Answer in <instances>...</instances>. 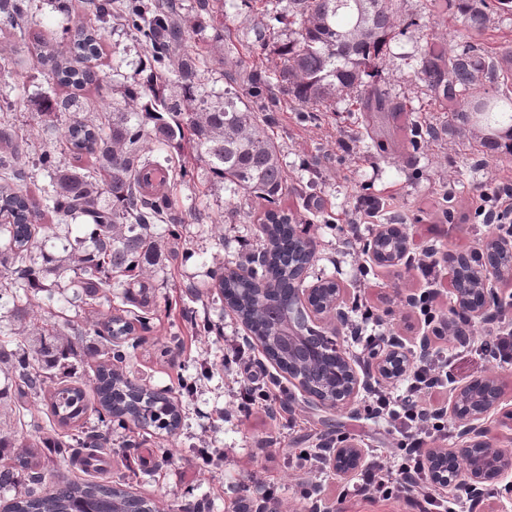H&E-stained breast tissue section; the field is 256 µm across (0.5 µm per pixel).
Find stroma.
Listing matches in <instances>:
<instances>
[{
    "mask_svg": "<svg viewBox=\"0 0 512 512\" xmlns=\"http://www.w3.org/2000/svg\"><path fill=\"white\" fill-rule=\"evenodd\" d=\"M429 5L430 0H395L398 15L409 28L379 64L378 81L398 109L385 113L374 137H367L364 115L350 97L337 96L330 111L314 112L291 104L277 86L265 89L266 95L280 99L265 126L280 146L288 176L279 207L315 245L307 280L340 281L347 289L345 311L362 302L375 314L368 346L353 341L346 328L336 338L361 371L373 364L374 353L384 350L391 337H400L412 348L425 332L410 297L432 293L443 316L453 297L444 261L433 280L423 278L412 263L394 271L375 265L365 248L379 225H402L416 241L413 253L417 256L431 248L442 258L451 252L478 251L498 228L476 223L473 199L512 168V152L491 148L493 130L462 123L414 74L415 57L428 32L445 47L470 41L512 61V14H492L485 29L475 30L465 28L448 12H430ZM288 9V0H224V26L236 49L225 54L223 67L202 66L209 87L223 90L241 65H252L257 59L267 71H275L280 64L276 48L288 37V27L280 19ZM84 14L80 8L67 15L52 0H34L28 46L20 51L22 75L0 86V101H7L16 124L26 125L32 151L49 146L51 136L32 122L31 102L43 93L60 100L71 93L49 78L36 53L45 44L68 45L76 19ZM144 59L142 44L119 21H112L100 56L91 64L100 81L79 93L83 117L92 119L111 111L119 99L117 83L133 80ZM414 126L436 128L438 135L412 146ZM156 157L168 160L176 173L168 193L176 202V212L185 213L186 219L176 241V257L156 266L151 276L153 304L147 328L138 332L135 345L123 346L121 367L141 384L171 389L181 424L171 435L130 423L101 427L95 413L87 412L86 425L99 427L112 445L104 455L106 476L155 502L159 512H231L241 493L259 496V488L248 484L250 473L258 470L279 485V512H306L299 491L311 476L291 461L294 449L317 448L341 437L364 452L392 455L398 451L397 435L387 420L366 419L361 401L347 408L325 407L292 383L287 389L294 416L280 408L271 414L238 412L233 397L237 369L224 364L225 339L244 342V366L259 365L272 375L277 368L256 342L247 341L244 326L229 306L194 296L191 286L207 269L221 264L238 267L246 255L262 250L256 220L267 204L227 188L205 197L196 195L194 184L202 170L190 148L160 151ZM363 197L380 200L382 208L356 239L348 221L355 217ZM198 317L219 324L222 335L197 331L194 320ZM432 347L447 353L450 381L447 389L426 394L427 405L448 407L454 386L479 374H495L504 398L486 423L493 439L512 447V363L477 359L473 348L454 346L444 337L433 338ZM204 448L220 451L221 456L201 467L197 456ZM346 480V475L326 470L320 486L326 512H410L401 501L340 499L339 487Z\"/></svg>",
    "mask_w": 512,
    "mask_h": 512,
    "instance_id": "obj_1",
    "label": "stroma"
}]
</instances>
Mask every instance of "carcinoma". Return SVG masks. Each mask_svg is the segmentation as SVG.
<instances>
[{"label": "carcinoma", "mask_w": 512, "mask_h": 512, "mask_svg": "<svg viewBox=\"0 0 512 512\" xmlns=\"http://www.w3.org/2000/svg\"><path fill=\"white\" fill-rule=\"evenodd\" d=\"M197 0L189 16L168 0H95L77 22L73 41L65 50L42 53L38 63L60 85L81 90L99 80L89 68L77 65L99 54L103 32L118 16L149 51L154 62L150 73L124 88L122 100L98 120L70 115L61 110L76 106L50 97L38 101L34 118L62 129V142L76 157L88 155L94 167L62 165L49 150L32 159L25 135L8 121L0 123V308L7 309L14 328L0 341V372L14 382V408L9 426L0 428V449L18 448L25 430L32 429L54 447L70 451L73 459L89 464L96 450L107 444L97 432H82L75 444L55 437L56 426L80 419L88 408L78 386L71 358L85 336L98 342L91 356H100L94 390L100 422L137 423L126 412L132 380L114 362L122 359L116 340L128 337L134 326L112 312V287L133 305L148 306L152 287L147 269L160 264L172 252L170 239L177 237L183 219L173 214L167 194L150 190L148 175L170 168L144 156L143 144L174 149L187 143L205 170L201 190L225 187L262 198L275 206L288 188L280 150L253 106L233 87L224 92L206 88L199 59L224 51V26H213V42L189 45L195 32L214 22L210 2ZM33 0H0V21L17 43L26 41ZM288 24L294 37L282 44V61L276 70L277 85L294 104L315 111L330 109L340 94L354 95L364 112L391 110L385 94L375 84L378 63L390 43L408 26L396 21L394 0H289ZM512 13V0H446L448 12L462 18L467 27L483 29L487 9ZM415 74L430 91L445 101L474 97V86L485 77L491 82L509 79L501 63L468 42L447 52L428 43L416 57ZM476 121L487 126H512V97H486L472 104ZM45 171L49 183L38 204L23 190L30 168ZM47 212L65 230L62 251L53 252L41 239L43 227L33 219ZM85 226L81 236L71 237L74 222ZM167 224L168 236L157 233ZM266 259H252L254 266L240 275L222 266L206 272L214 281L217 298L227 302L250 324L258 336H269L278 325L272 312L288 311L289 291L297 287L294 268L302 261L306 243L286 214L273 209L259 224ZM259 288L273 292L261 295ZM61 303L83 319L67 320L40 328L31 326L34 308ZM50 400L51 416L40 418L30 403ZM146 425L169 430L173 411L169 401L151 391L142 402ZM12 464L0 470L1 485H18L29 478L9 505V512H121L112 496V482L90 473L82 481L65 479L53 471L29 474L28 455L18 452Z\"/></svg>", "instance_id": "1"}]
</instances>
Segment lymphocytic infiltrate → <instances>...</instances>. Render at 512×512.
<instances>
[{"label":"lymphocytic infiltrate","instance_id":"lymphocytic-infiltrate-1","mask_svg":"<svg viewBox=\"0 0 512 512\" xmlns=\"http://www.w3.org/2000/svg\"><path fill=\"white\" fill-rule=\"evenodd\" d=\"M475 209L482 223L512 224V176L495 181L480 192ZM448 360L441 355L418 357L401 392L372 388L363 406L366 418L390 420L399 434V458L373 456L358 477L342 485V497L384 501L401 500L416 512H448V502L429 488L428 438L445 433L446 412L429 409L421 402L423 394L443 387Z\"/></svg>","mask_w":512,"mask_h":512}]
</instances>
